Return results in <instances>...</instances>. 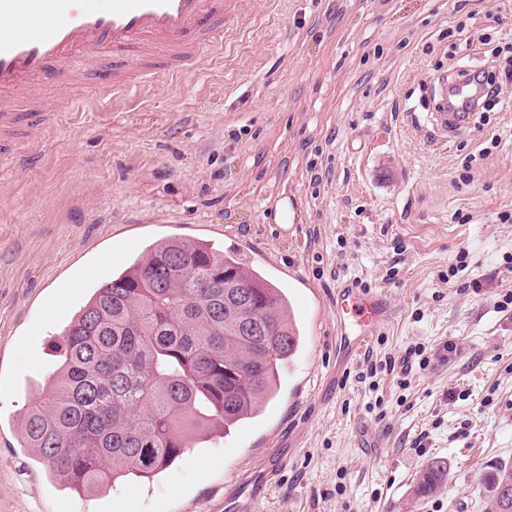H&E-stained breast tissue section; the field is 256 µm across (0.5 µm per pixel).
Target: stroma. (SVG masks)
Listing matches in <instances>:
<instances>
[{"label":"stroma","instance_id":"35a3bbf8","mask_svg":"<svg viewBox=\"0 0 512 512\" xmlns=\"http://www.w3.org/2000/svg\"><path fill=\"white\" fill-rule=\"evenodd\" d=\"M492 54L512 69V0H242L184 73L118 98L101 73L54 91L31 160L0 164V512H214L282 447L257 512H484L485 476L512 464V92L452 139L418 116L435 75ZM166 236L249 239L277 279L299 267L305 350L260 417L153 481L63 490L17 423L72 315ZM338 276L397 307L378 358L426 347L408 385L338 370ZM436 458L448 474L419 497ZM447 474V463L440 458L434 459L417 478V494L421 497H428L433 494L440 487Z\"/></svg>","mask_w":512,"mask_h":512}]
</instances>
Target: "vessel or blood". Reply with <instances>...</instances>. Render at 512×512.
Returning a JSON list of instances; mask_svg holds the SVG:
<instances>
[{
	"label": "vessel or blood",
	"instance_id": "1",
	"mask_svg": "<svg viewBox=\"0 0 512 512\" xmlns=\"http://www.w3.org/2000/svg\"><path fill=\"white\" fill-rule=\"evenodd\" d=\"M241 0H0V159L24 113L17 93L30 98L48 87L72 86L93 72L92 57L107 51L116 63L108 82L124 94L200 58L222 24L238 16ZM439 99L426 120L434 132L456 137L475 127L480 97L467 73L456 82L439 74ZM336 316V352L348 367L398 311L385 291L352 280L337 281L329 299ZM288 451L266 452L248 476L224 487V512H257Z\"/></svg>",
	"mask_w": 512,
	"mask_h": 512
}]
</instances>
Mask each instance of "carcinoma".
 Returning a JSON list of instances; mask_svg holds the SVG:
<instances>
[{"instance_id": "1", "label": "carcinoma", "mask_w": 512, "mask_h": 512, "mask_svg": "<svg viewBox=\"0 0 512 512\" xmlns=\"http://www.w3.org/2000/svg\"><path fill=\"white\" fill-rule=\"evenodd\" d=\"M245 323L263 333L244 335ZM304 341L285 289L264 271L207 240L158 239L64 328L56 373L21 419V447L76 493L150 480L260 416ZM447 474L434 459L417 494ZM483 494L488 512H512V467L487 475Z\"/></svg>"}]
</instances>
